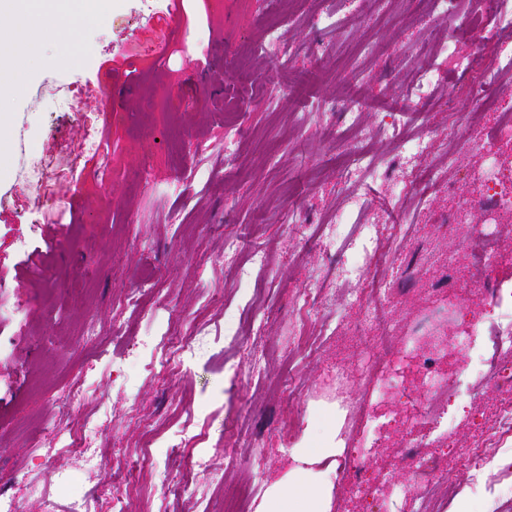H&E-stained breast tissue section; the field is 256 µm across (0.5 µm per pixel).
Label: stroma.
<instances>
[{
  "mask_svg": "<svg viewBox=\"0 0 512 512\" xmlns=\"http://www.w3.org/2000/svg\"><path fill=\"white\" fill-rule=\"evenodd\" d=\"M329 6L339 17L333 30L318 21ZM357 6L184 0L173 19L169 0H112L108 17L80 18L74 39L41 45L26 87L7 100L0 159V476L19 512H73L77 492L91 512H112L116 475L133 478L124 512H224L225 489L244 479L255 507L313 434L340 451L374 428L383 431L376 448L348 460L346 472L319 464L330 512H374L357 481L411 512L438 480H465L461 453L494 435L508 397L477 382L462 336L471 311L512 326V313L485 301L491 286L512 287V203L497 211L499 260L490 266L479 228L451 216L480 198L471 174L484 155L464 127L494 133L512 113V80L495 89L496 106L472 102L469 59L482 33L467 27L468 0H448L443 15L431 0H388L363 21ZM273 23L283 53L255 51ZM418 57L448 82L430 90L425 111L384 129L381 112L408 96ZM52 79L79 96L78 111L50 113L36 99ZM354 90L370 108L353 121L341 106ZM234 93L242 102L230 116ZM167 98L176 112L154 111ZM88 133L105 139L107 154L82 150ZM419 138L429 144L426 164L454 151L446 184L411 190L403 146ZM23 140L44 156L63 223H45L19 180ZM352 145L374 166L360 183L342 176ZM345 212V234L327 250L328 228ZM397 224L408 232L395 241ZM364 226L380 264L355 245ZM230 239L239 245L232 257ZM256 250L264 263H252ZM349 264L359 275L339 285ZM452 265L466 276L467 297L448 285ZM380 281L389 291L379 318L359 337L368 301L344 289ZM132 289L133 308L124 301ZM230 320L243 327L235 341L224 337ZM151 328L205 337V352L167 374L147 356L126 364L125 337ZM302 329L313 349L299 344ZM435 355L464 397L449 408L447 436L426 438L413 461L399 425L422 377L379 392L367 367ZM183 427L192 440L168 447ZM201 454L208 469L169 493Z\"/></svg>",
  "mask_w": 512,
  "mask_h": 512,
  "instance_id": "1",
  "label": "stroma"
}]
</instances>
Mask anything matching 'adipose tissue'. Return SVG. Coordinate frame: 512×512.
<instances>
[{
	"instance_id": "obj_1",
	"label": "adipose tissue",
	"mask_w": 512,
	"mask_h": 512,
	"mask_svg": "<svg viewBox=\"0 0 512 512\" xmlns=\"http://www.w3.org/2000/svg\"><path fill=\"white\" fill-rule=\"evenodd\" d=\"M22 9L29 13L30 20L24 28L11 31L5 56L0 59V86L8 85L14 91L25 85L28 73L27 66L16 63L17 55L31 53L47 36L64 40L75 31L70 19L74 10L70 0H0V23L6 21L12 11ZM334 454L333 448L319 440L293 449L292 483L273 485L257 512H328L329 488L327 484L311 482L308 468Z\"/></svg>"
}]
</instances>
